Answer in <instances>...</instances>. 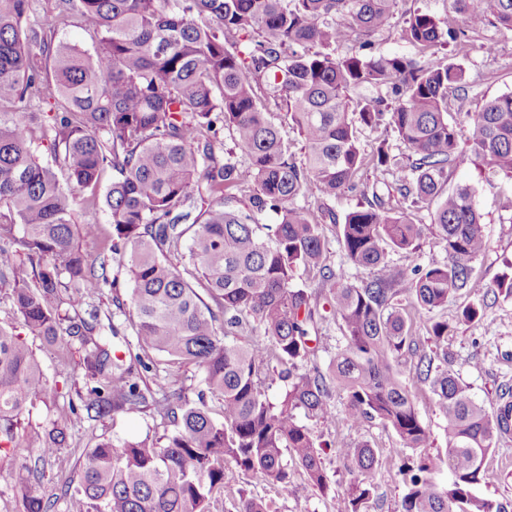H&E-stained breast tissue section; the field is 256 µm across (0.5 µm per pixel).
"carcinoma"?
<instances>
[{
    "label": "carcinoma",
    "instance_id": "carcinoma-1",
    "mask_svg": "<svg viewBox=\"0 0 512 512\" xmlns=\"http://www.w3.org/2000/svg\"><path fill=\"white\" fill-rule=\"evenodd\" d=\"M398 0H55L59 22L77 13L93 26L94 49L56 41L54 28L30 20L36 0H0V289L8 291L17 324L51 345L79 337L84 378L95 386L52 427L25 422L30 397H49L39 362L20 334L0 326V455L38 448L51 458L65 447L73 419L119 409H148L173 430L158 439H102L89 449L79 484L61 489L68 512H215L224 506L225 468L232 465L286 496L300 471L321 496L330 492L322 448L296 411L333 418L327 399L345 396L349 426L378 421L391 428L402 458L406 493L401 512H505L474 488L512 415V389L493 413L448 369V336L460 323H482L465 307L452 323L437 316L448 297L475 288L474 264L485 253L481 214L468 185L445 190L448 173L464 164L459 133L448 123V96L466 87L462 65L449 58L330 49L352 35L383 29ZM458 24L417 11L402 37L420 54L447 45L461 49L487 25L512 30V0H450ZM342 21H337L336 17ZM384 86L387 95L352 104L348 92ZM54 100L59 111L42 126L56 166L34 154L23 109ZM283 110L304 141L297 162L270 121ZM390 129L408 150L399 209L372 199L343 217L346 262L368 272L360 284L327 264L323 213L296 200L310 188L336 197L356 187L365 168L397 166L385 143L366 152L358 127ZM232 134L234 149L219 134ZM471 153L512 172V94L469 115ZM104 194L112 243L95 258L80 239L95 224L73 221L75 191ZM248 197L246 210L225 198ZM436 203L431 223L410 215ZM276 224L260 234L262 216ZM430 231L445 260L425 268L388 260L412 253ZM187 248L207 304L174 258ZM319 275L311 291L289 288L298 269ZM132 282L135 349L118 354L76 309L119 271ZM407 288H402V285ZM512 296V260L495 281ZM407 293L404 306L398 299ZM339 325L342 347L321 366L311 328ZM424 327L426 336L416 335ZM419 354L416 380L395 364L404 349ZM153 352L178 367L204 372V388L186 396L177 378L156 388L137 379ZM285 382L278 402L267 381ZM429 394L447 422L445 453L432 454L431 434L418 417V393ZM352 480L343 512H367L380 454L369 443L338 450ZM448 466L450 482L433 474ZM54 494L28 472L16 487V512H51ZM236 512H270L239 494Z\"/></svg>",
    "mask_w": 512,
    "mask_h": 512
}]
</instances>
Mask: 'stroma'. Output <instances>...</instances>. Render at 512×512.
<instances>
[{
    "label": "stroma",
    "mask_w": 512,
    "mask_h": 512,
    "mask_svg": "<svg viewBox=\"0 0 512 512\" xmlns=\"http://www.w3.org/2000/svg\"><path fill=\"white\" fill-rule=\"evenodd\" d=\"M417 9L444 18L448 15V0H399L389 24L372 37L374 53L414 55V48L401 37V28L405 15ZM487 42L494 44V53H485L483 45ZM456 60L466 71L467 88L464 94L449 98L448 121L464 132L468 129L469 114L479 111L494 97L512 93V31L501 27L484 28ZM459 184L470 185L474 190V202L485 225L487 249L475 264L477 287L450 297L443 314L452 320L462 308L474 304L482 307L484 322L476 327L459 325L448 338V360L469 386L474 399L490 410L497 407L502 390L512 387V296L489 294L504 259L512 258V211L504 206L505 200L512 198V172L481 161H470L449 174V187ZM131 288L128 279H121L119 292L102 288L79 309L84 317L97 313L100 334L120 349L135 344L136 339L112 297L117 294L122 300H129ZM27 342L58 394L52 399L32 398L24 415L33 427L48 428L76 392L86 389L83 349L79 338L72 336L67 337V346L62 350L45 344L36 336L28 337ZM328 403L334 420L314 423L313 430L319 439L332 443L325 454V465L335 497L343 498L350 481L348 471L336 454V446L367 442L382 454L368 512H398L406 488L398 473L403 452L397 447L394 432L377 421L360 427L345 424L341 418L345 399L339 391H332ZM163 433L162 425L146 409H124L97 420L85 417L75 420L69 430L68 448L44 464L49 486L59 491L64 479L76 478L86 451L100 439L108 438L119 445L126 440L157 438ZM38 455V449L30 448L12 457H0V512H14L16 480L26 468L34 466ZM226 480L232 493L224 498V512H235L233 493L237 490L264 499L272 512H333L332 499L322 497L300 476L296 477L292 492L285 497L278 495L273 486L256 483L231 465L226 468ZM475 493L502 503L507 512H512V437L500 438L485 478Z\"/></svg>",
    "instance_id": "1"
}]
</instances>
